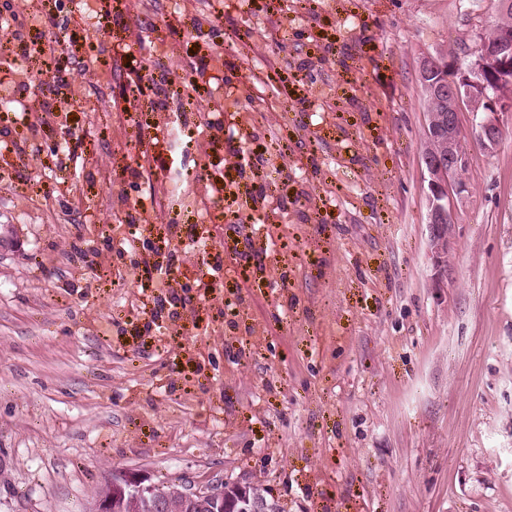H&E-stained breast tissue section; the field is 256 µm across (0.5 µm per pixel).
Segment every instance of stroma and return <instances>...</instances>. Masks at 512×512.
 <instances>
[{
  "label": "stroma",
  "mask_w": 512,
  "mask_h": 512,
  "mask_svg": "<svg viewBox=\"0 0 512 512\" xmlns=\"http://www.w3.org/2000/svg\"><path fill=\"white\" fill-rule=\"evenodd\" d=\"M193 2L0 0V88L85 71L19 93L36 131L0 111V512H85L118 472L284 512H512V111L491 153L460 115L442 281L421 162L420 62L466 64L499 0ZM177 176L217 206L161 212Z\"/></svg>",
  "instance_id": "obj_1"
}]
</instances>
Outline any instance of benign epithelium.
I'll return each instance as SVG.
<instances>
[{
  "mask_svg": "<svg viewBox=\"0 0 512 512\" xmlns=\"http://www.w3.org/2000/svg\"><path fill=\"white\" fill-rule=\"evenodd\" d=\"M512 4L506 2L499 14L497 40L482 39L480 50L464 68L445 69L434 57H426L420 75L426 77L427 99L439 111L426 113L427 146L422 163L428 175V223L441 228L449 223L451 194H460L466 184L460 178L467 163L460 113L468 110L478 118V140L488 151L502 136L501 115L512 109ZM448 246L434 237L432 249L438 268L448 267ZM200 497L224 502V484L191 490Z\"/></svg>",
  "mask_w": 512,
  "mask_h": 512,
  "instance_id": "obj_1",
  "label": "benign epithelium"
}]
</instances>
